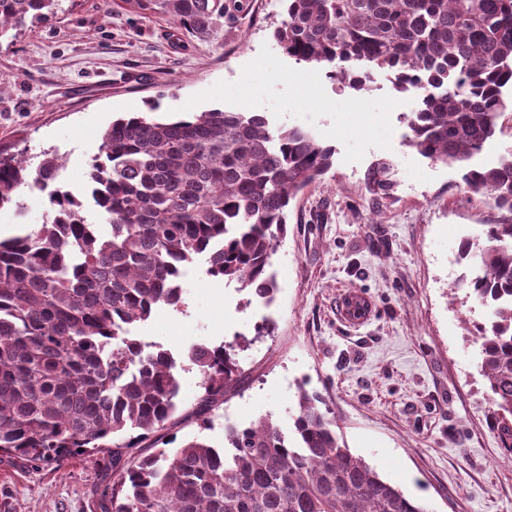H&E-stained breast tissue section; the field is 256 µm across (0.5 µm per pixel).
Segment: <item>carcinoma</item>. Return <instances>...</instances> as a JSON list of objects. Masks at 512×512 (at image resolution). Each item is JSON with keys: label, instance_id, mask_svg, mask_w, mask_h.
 I'll return each instance as SVG.
<instances>
[{"label": "carcinoma", "instance_id": "obj_1", "mask_svg": "<svg viewBox=\"0 0 512 512\" xmlns=\"http://www.w3.org/2000/svg\"><path fill=\"white\" fill-rule=\"evenodd\" d=\"M140 16H166L209 37L240 23L252 0H121ZM276 44L298 63L329 66L356 92L374 73L417 100L403 114L407 144L457 164L474 194L505 213L464 243L482 275L463 277L488 306L474 326L480 369L503 448L512 452V150L492 167L470 164L498 132L512 87V0H282ZM60 0H0V39L48 21ZM335 149L298 126L256 112L212 109L184 117L132 112L104 131L83 190L57 182L59 155L37 164L0 155V209H24L20 191L47 193L46 220L0 238V452L32 462L81 451L100 456L118 480L100 512H429L382 479L336 432L320 395L299 387L285 430L264 416L226 429L224 444L198 437L128 462L133 449L182 413L183 360L196 367L192 411L203 427L238 383V337L194 344L182 356L146 349L137 327L160 307L183 306L185 269L239 284L273 302L268 273L287 232L288 205L333 165ZM394 164L365 173L376 200L394 189ZM93 206L111 226L103 236L84 216Z\"/></svg>", "mask_w": 512, "mask_h": 512}]
</instances>
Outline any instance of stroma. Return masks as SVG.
Wrapping results in <instances>:
<instances>
[{
  "label": "stroma",
  "mask_w": 512,
  "mask_h": 512,
  "mask_svg": "<svg viewBox=\"0 0 512 512\" xmlns=\"http://www.w3.org/2000/svg\"><path fill=\"white\" fill-rule=\"evenodd\" d=\"M61 5L48 22L0 43V152L54 150L60 182L78 189L112 121L152 106L163 117L259 112L304 126L336 150L332 168L288 207L287 236L272 258V305L249 303L199 261L182 279L184 310L158 308L138 327L144 341L177 354L240 335L250 341L238 354L240 382L207 428L186 422L165 437L178 447L198 434L220 446L230 425L268 415L290 426L304 388L326 401L353 453L429 512H512V455L499 441L470 333L481 307L452 289L467 269L463 238L502 215L468 192L459 166L406 146L402 115L414 97L386 72L356 93L326 68L289 58L272 37L281 0H254L238 27L181 49L165 17H141L113 0ZM381 158L393 161L396 187L377 202L364 174ZM22 199L24 217L0 210V235L45 221V193ZM351 291L372 304L364 322L340 314ZM111 490L98 460L36 465L0 453V512H99Z\"/></svg>",
  "instance_id": "stroma-1"
}]
</instances>
